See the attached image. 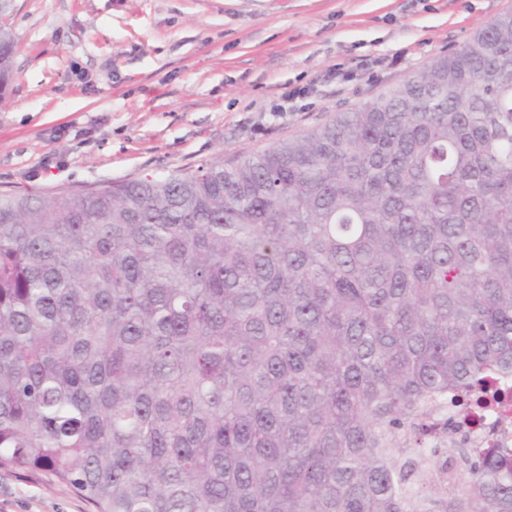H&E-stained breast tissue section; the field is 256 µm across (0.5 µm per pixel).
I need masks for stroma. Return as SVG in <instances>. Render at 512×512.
I'll use <instances>...</instances> for the list:
<instances>
[{"instance_id": "stroma-1", "label": "stroma", "mask_w": 512, "mask_h": 512, "mask_svg": "<svg viewBox=\"0 0 512 512\" xmlns=\"http://www.w3.org/2000/svg\"><path fill=\"white\" fill-rule=\"evenodd\" d=\"M510 11L512 0H12L0 193L233 161L374 100ZM0 512L93 508L48 471L1 465Z\"/></svg>"}]
</instances>
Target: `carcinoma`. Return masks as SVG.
Listing matches in <instances>:
<instances>
[{"label": "carcinoma", "mask_w": 512, "mask_h": 512, "mask_svg": "<svg viewBox=\"0 0 512 512\" xmlns=\"http://www.w3.org/2000/svg\"><path fill=\"white\" fill-rule=\"evenodd\" d=\"M492 379L512 12L236 161L0 194V464L96 512H512L461 429Z\"/></svg>", "instance_id": "1"}]
</instances>
